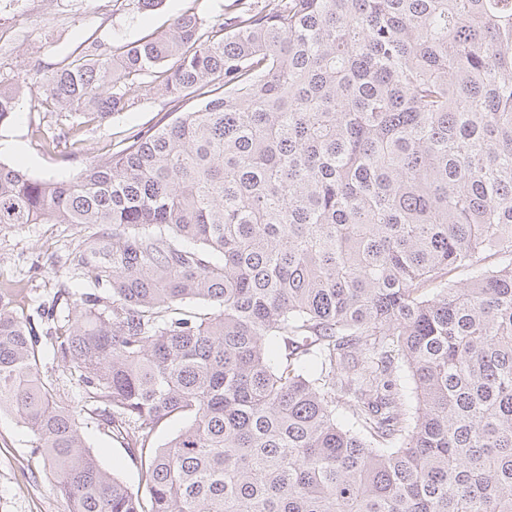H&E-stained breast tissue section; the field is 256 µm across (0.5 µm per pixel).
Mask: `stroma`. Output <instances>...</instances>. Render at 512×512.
Listing matches in <instances>:
<instances>
[{
	"instance_id": "1",
	"label": "stroma",
	"mask_w": 512,
	"mask_h": 512,
	"mask_svg": "<svg viewBox=\"0 0 512 512\" xmlns=\"http://www.w3.org/2000/svg\"><path fill=\"white\" fill-rule=\"evenodd\" d=\"M231 0H162L150 10L137 0H0V84L16 86L26 71L38 65L51 70L62 66L81 43L93 42L100 50L116 47L167 30L173 19L190 10L206 24L224 21ZM173 109L159 94L138 97L120 116L91 123L85 133L84 161L104 158L123 147L126 130L154 124ZM66 116L46 100L43 89L23 90L10 124L0 127V142L17 143L22 154H0V161L37 178L69 179L79 163H64L46 154L39 133L50 134ZM79 243L70 225H0V285L15 289L13 307L28 318L38 338L40 372L59 389L65 403H73L74 387L66 379L51 347L53 320L44 307L63 295L77 297L82 280L73 275L68 260ZM84 439L130 488L139 486V465L129 448L95 424L82 430ZM69 505L54 490V478L33 455L25 428L10 415H0V512H68Z\"/></svg>"
}]
</instances>
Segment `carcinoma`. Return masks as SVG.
Wrapping results in <instances>:
<instances>
[{
  "label": "carcinoma",
  "mask_w": 512,
  "mask_h": 512,
  "mask_svg": "<svg viewBox=\"0 0 512 512\" xmlns=\"http://www.w3.org/2000/svg\"><path fill=\"white\" fill-rule=\"evenodd\" d=\"M233 6L30 76L89 123L139 91L196 102L71 180L0 162V224L100 227L54 337L80 400L5 289L0 413L70 512H512V0ZM16 107L0 86V126ZM82 128L41 147L70 162ZM84 439L99 454L102 464L113 470L131 489L136 492L139 486V464L132 451L120 441L104 433L102 427L88 422L80 425Z\"/></svg>",
  "instance_id": "cac0c4a2"
}]
</instances>
